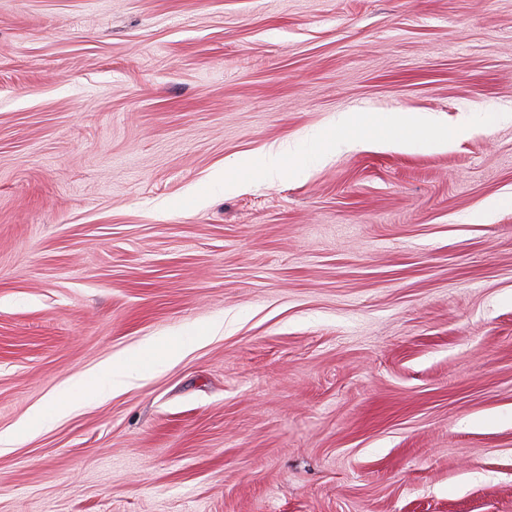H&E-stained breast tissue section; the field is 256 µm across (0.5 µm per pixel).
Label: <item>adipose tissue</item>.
I'll list each match as a JSON object with an SVG mask.
<instances>
[{
  "label": "adipose tissue",
  "instance_id": "obj_1",
  "mask_svg": "<svg viewBox=\"0 0 512 512\" xmlns=\"http://www.w3.org/2000/svg\"><path fill=\"white\" fill-rule=\"evenodd\" d=\"M461 134L460 128L436 125L430 117L420 112L397 110L382 116L342 112L336 117L332 133L318 138L310 152H301L286 145L272 147L260 155L238 159L232 167L225 169L222 180L225 191L230 192L253 179L272 182L287 176L301 177L310 160L326 158L365 141L391 138L404 148L420 144L437 149L456 141ZM184 351L183 344L157 338L142 346L135 354L120 360H108L85 380L84 398L94 401L126 389L139 379L142 365L172 361ZM76 408L77 404L70 392H61L37 410L25 425L11 433H0V445H12L36 431L46 419L68 415Z\"/></svg>",
  "mask_w": 512,
  "mask_h": 512
}]
</instances>
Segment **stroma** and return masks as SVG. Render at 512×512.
Segmentation results:
<instances>
[{
	"instance_id": "stroma-1",
	"label": "stroma",
	"mask_w": 512,
	"mask_h": 512,
	"mask_svg": "<svg viewBox=\"0 0 512 512\" xmlns=\"http://www.w3.org/2000/svg\"><path fill=\"white\" fill-rule=\"evenodd\" d=\"M396 109L466 133L216 183ZM508 196L512 0H0V431L81 402L0 512H512ZM185 351L184 343L156 338L140 350L121 360H108L84 382V398L94 401L135 384L141 376L139 368L146 364H160L180 357Z\"/></svg>"
}]
</instances>
